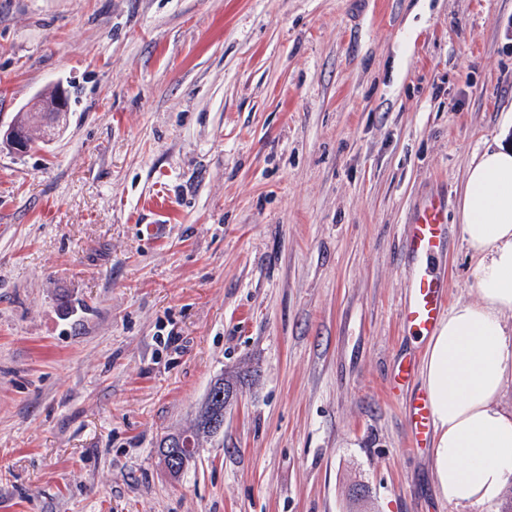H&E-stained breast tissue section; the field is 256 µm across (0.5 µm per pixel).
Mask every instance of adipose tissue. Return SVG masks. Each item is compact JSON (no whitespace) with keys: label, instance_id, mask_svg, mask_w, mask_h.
Wrapping results in <instances>:
<instances>
[{"label":"adipose tissue","instance_id":"obj_1","mask_svg":"<svg viewBox=\"0 0 512 512\" xmlns=\"http://www.w3.org/2000/svg\"><path fill=\"white\" fill-rule=\"evenodd\" d=\"M462 237L476 259L478 300L457 303L427 342L424 388L435 418L436 488L449 503L496 499L512 479V414L497 399L512 342V145L472 160L460 192Z\"/></svg>","mask_w":512,"mask_h":512}]
</instances>
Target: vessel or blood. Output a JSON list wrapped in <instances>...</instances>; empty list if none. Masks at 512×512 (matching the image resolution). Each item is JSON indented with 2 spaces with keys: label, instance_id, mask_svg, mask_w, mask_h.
Instances as JSON below:
<instances>
[{
  "label": "vessel or blood",
  "instance_id": "obj_1",
  "mask_svg": "<svg viewBox=\"0 0 512 512\" xmlns=\"http://www.w3.org/2000/svg\"><path fill=\"white\" fill-rule=\"evenodd\" d=\"M447 217L448 203L444 198L426 200L414 211L405 241V250L411 259L408 267L409 294L400 316L405 330L424 338L432 336L447 306L444 280L432 263L444 247ZM415 365L414 354L401 356L392 368L389 386L394 390L407 391L404 415L409 445L423 450L433 444L435 420L428 395L410 388Z\"/></svg>",
  "mask_w": 512,
  "mask_h": 512
}]
</instances>
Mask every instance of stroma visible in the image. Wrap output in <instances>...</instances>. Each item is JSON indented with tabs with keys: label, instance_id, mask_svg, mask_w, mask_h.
Segmentation results:
<instances>
[{
	"label": "stroma",
	"instance_id": "stroma-1",
	"mask_svg": "<svg viewBox=\"0 0 512 512\" xmlns=\"http://www.w3.org/2000/svg\"><path fill=\"white\" fill-rule=\"evenodd\" d=\"M0 512H500L446 502L388 375L414 210L512 120V0H0ZM255 381L180 477L159 443Z\"/></svg>",
	"mask_w": 512,
	"mask_h": 512
}]
</instances>
